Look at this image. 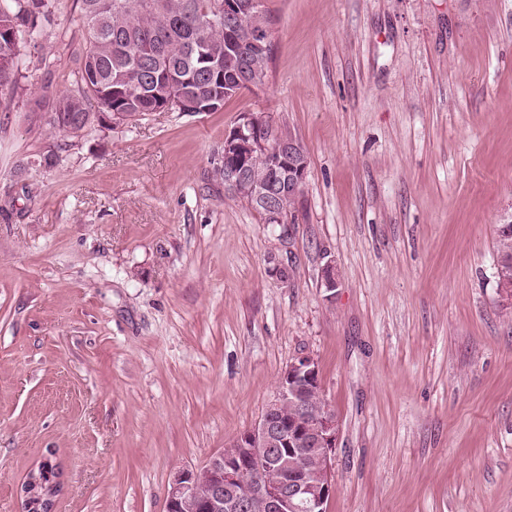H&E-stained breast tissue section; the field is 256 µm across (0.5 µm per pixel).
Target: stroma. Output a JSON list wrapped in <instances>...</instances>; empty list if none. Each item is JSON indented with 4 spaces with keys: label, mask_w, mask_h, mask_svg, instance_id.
Listing matches in <instances>:
<instances>
[{
    "label": "stroma",
    "mask_w": 512,
    "mask_h": 512,
    "mask_svg": "<svg viewBox=\"0 0 512 512\" xmlns=\"http://www.w3.org/2000/svg\"><path fill=\"white\" fill-rule=\"evenodd\" d=\"M264 7L262 88L78 138L42 116L82 63L79 0H54L46 39L22 46L25 78L0 99V512H20L50 448L52 512H167L174 473L254 426L301 353L339 421L328 512H512V306L494 266L512 0ZM244 112L308 153L285 223L215 173ZM50 149L59 164L32 167Z\"/></svg>",
    "instance_id": "obj_1"
}]
</instances>
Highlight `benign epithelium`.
<instances>
[{
	"mask_svg": "<svg viewBox=\"0 0 512 512\" xmlns=\"http://www.w3.org/2000/svg\"><path fill=\"white\" fill-rule=\"evenodd\" d=\"M259 0H224V16L256 13ZM224 189L247 190L275 211L300 196L306 176L300 142L279 135L263 112H245L224 135ZM266 163L268 177L254 168ZM339 423L326 399L317 360L293 358L259 421L224 445L200 470H179L167 512H327L336 493L333 450Z\"/></svg>",
	"mask_w": 512,
	"mask_h": 512,
	"instance_id": "obj_1",
	"label": "benign epithelium"
}]
</instances>
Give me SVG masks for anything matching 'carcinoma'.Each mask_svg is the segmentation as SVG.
<instances>
[{
  "mask_svg": "<svg viewBox=\"0 0 512 512\" xmlns=\"http://www.w3.org/2000/svg\"><path fill=\"white\" fill-rule=\"evenodd\" d=\"M80 23L88 49L74 77L77 89L61 96L54 111L45 113L49 129L76 137L96 124L102 113L121 114V121L158 112L168 99L191 100L195 112H218L235 97L224 82L228 42L236 32L270 26L266 9L236 23L224 21L218 0H81ZM51 15V0H0V29L14 31L8 39L0 32V94L13 88L21 75L20 48L46 36L44 23ZM271 44L251 58L252 86L268 78ZM508 250L505 265L512 284V231L495 230L494 251ZM36 474L57 486L58 466L47 458Z\"/></svg>",
  "mask_w": 512,
  "mask_h": 512,
  "instance_id": "cac0c4a2",
  "label": "carcinoma"
}]
</instances>
